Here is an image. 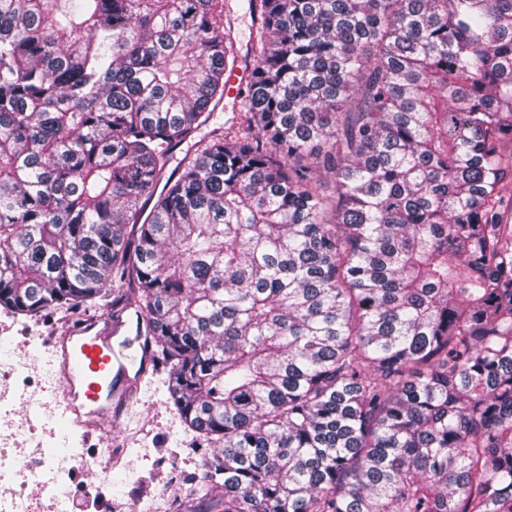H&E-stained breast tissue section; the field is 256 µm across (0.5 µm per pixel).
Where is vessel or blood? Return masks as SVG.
<instances>
[{"instance_id":"1","label":"vessel or blood","mask_w":512,"mask_h":512,"mask_svg":"<svg viewBox=\"0 0 512 512\" xmlns=\"http://www.w3.org/2000/svg\"><path fill=\"white\" fill-rule=\"evenodd\" d=\"M132 323L128 316L102 313L57 337L49 355L62 412L81 411L99 428L133 402L138 379L155 360Z\"/></svg>"}]
</instances>
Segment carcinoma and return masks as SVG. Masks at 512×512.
Returning <instances> with one entry per match:
<instances>
[{
	"mask_svg": "<svg viewBox=\"0 0 512 512\" xmlns=\"http://www.w3.org/2000/svg\"><path fill=\"white\" fill-rule=\"evenodd\" d=\"M250 13L214 127L231 0H0V307L138 312L222 512H512V0ZM238 2V23L236 34L238 38V47L241 52L242 63L229 75L226 85V94L228 96H237L250 84V72L253 68L252 62L246 58V48L249 45L251 36V19L248 10L249 0H237ZM244 59H247L244 61ZM245 68V69H243ZM247 69V70H246ZM250 70V71H249ZM233 97H225L224 101L216 107L214 122L223 124L225 119L231 116Z\"/></svg>",
	"mask_w": 512,
	"mask_h": 512,
	"instance_id": "obj_1",
	"label": "carcinoma"
}]
</instances>
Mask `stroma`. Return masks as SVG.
Returning <instances> with one entry per match:
<instances>
[{"label":"stroma","instance_id":"stroma-1","mask_svg":"<svg viewBox=\"0 0 512 512\" xmlns=\"http://www.w3.org/2000/svg\"><path fill=\"white\" fill-rule=\"evenodd\" d=\"M60 315L15 316L0 309V365L11 367L0 386L14 396L15 411L0 418V454L38 462L36 447L57 439L64 448L86 449L90 470L71 477V512H149L152 499L166 495L165 512H220L200 501L194 476L202 472V452L168 402V374L157 370L141 388L140 402L117 424H106L113 447L123 449L121 466L102 475L108 459L98 436L59 429V391L43 343L61 328Z\"/></svg>","mask_w":512,"mask_h":512}]
</instances>
